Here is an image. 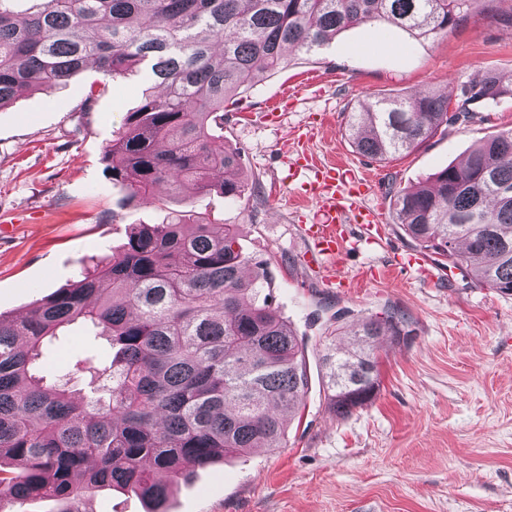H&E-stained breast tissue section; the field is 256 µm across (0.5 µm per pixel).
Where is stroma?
<instances>
[{"label":"stroma","mask_w":512,"mask_h":512,"mask_svg":"<svg viewBox=\"0 0 512 512\" xmlns=\"http://www.w3.org/2000/svg\"><path fill=\"white\" fill-rule=\"evenodd\" d=\"M512 0H480L468 20L435 39L388 27L354 28L308 58L264 74L224 117V144L240 154L258 194H169L131 199L104 155L153 85L148 68L110 81L91 111L81 104L99 80L87 68L65 85L22 93L0 109V314L23 316L68 287L81 265L111 257L132 228L193 211L236 225L244 254L267 261L279 312L306 338L309 389L287 421L286 445L232 455L195 470L173 490L167 512H512V294L462 274L429 282L421 249L391 203L480 140L512 128V99L449 126L418 149L378 162L359 155L346 128L371 94L447 89L449 82L512 74ZM307 149L374 181L359 199L378 209L379 231L343 225L335 262H312L302 227L319 204L290 160ZM394 311L409 324L399 344L379 338L380 382L371 402L335 413L321 358L363 316ZM74 325L46 348L55 377L89 347ZM79 512H146L130 492L96 490Z\"/></svg>","instance_id":"35a3bbf8"}]
</instances>
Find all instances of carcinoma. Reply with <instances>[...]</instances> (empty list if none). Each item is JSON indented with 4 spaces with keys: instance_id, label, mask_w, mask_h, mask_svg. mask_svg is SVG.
Here are the masks:
<instances>
[{
    "instance_id": "cac0c4a2",
    "label": "carcinoma",
    "mask_w": 512,
    "mask_h": 512,
    "mask_svg": "<svg viewBox=\"0 0 512 512\" xmlns=\"http://www.w3.org/2000/svg\"><path fill=\"white\" fill-rule=\"evenodd\" d=\"M13 2L0 0V108L90 64L113 79L148 63L158 92H145L109 145L112 180L135 198L166 183L234 200L247 183L238 152L224 147V113L242 88L350 28L446 34L477 0H37L21 19ZM506 97L512 75L495 72L443 92L370 95L349 115L353 145L384 161ZM393 217L441 262L512 292V128L400 191ZM269 285L267 263L243 254L235 225L185 211L134 228L108 262L83 267L25 317L0 315V504L51 498L78 512L86 493L116 487L160 512L187 468L282 447L284 413L301 410L309 378L305 340ZM78 321L109 345L76 360L90 375L82 397L40 369L45 346ZM408 335L394 312L366 317L353 329L358 349L324 355L336 412L373 399L378 338Z\"/></svg>"
}]
</instances>
